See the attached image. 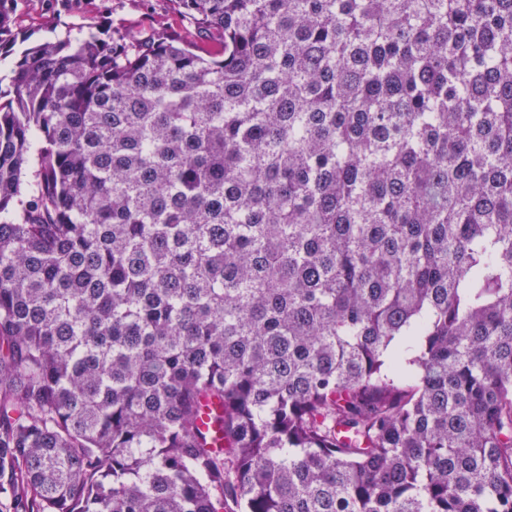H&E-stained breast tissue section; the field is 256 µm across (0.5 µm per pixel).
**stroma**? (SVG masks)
Instances as JSON below:
<instances>
[{
    "instance_id": "35a3bbf8",
    "label": "stroma",
    "mask_w": 512,
    "mask_h": 512,
    "mask_svg": "<svg viewBox=\"0 0 512 512\" xmlns=\"http://www.w3.org/2000/svg\"><path fill=\"white\" fill-rule=\"evenodd\" d=\"M11 19L14 51L0 55V81L5 83L25 45L78 38L91 29L107 36L148 32L176 16L171 0H13Z\"/></svg>"
}]
</instances>
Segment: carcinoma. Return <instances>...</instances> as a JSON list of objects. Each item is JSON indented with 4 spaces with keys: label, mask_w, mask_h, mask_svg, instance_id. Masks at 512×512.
I'll return each mask as SVG.
<instances>
[{
    "label": "carcinoma",
    "mask_w": 512,
    "mask_h": 512,
    "mask_svg": "<svg viewBox=\"0 0 512 512\" xmlns=\"http://www.w3.org/2000/svg\"><path fill=\"white\" fill-rule=\"evenodd\" d=\"M172 2L0 90V494L512 512V0Z\"/></svg>",
    "instance_id": "carcinoma-1"
}]
</instances>
